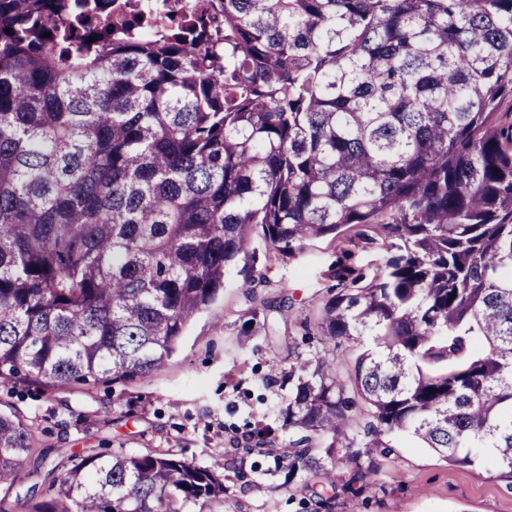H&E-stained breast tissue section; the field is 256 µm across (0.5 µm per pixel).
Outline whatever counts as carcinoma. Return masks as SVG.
Listing matches in <instances>:
<instances>
[{"instance_id":"cac0c4a2","label":"carcinoma","mask_w":512,"mask_h":512,"mask_svg":"<svg viewBox=\"0 0 512 512\" xmlns=\"http://www.w3.org/2000/svg\"><path fill=\"white\" fill-rule=\"evenodd\" d=\"M85 2L0 0V385L160 371L232 271L251 286L254 235L286 253L372 229L384 267L342 269L288 371V447L267 426L254 446L334 491L359 402L351 499L393 433L512 482V0H204L190 28L179 0ZM364 337L342 373L331 349ZM59 454L55 496L20 495L44 455L0 412V512L224 501L165 451Z\"/></svg>"}]
</instances>
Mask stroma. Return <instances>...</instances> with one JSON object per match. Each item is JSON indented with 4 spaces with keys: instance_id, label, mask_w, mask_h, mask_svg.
<instances>
[{
    "instance_id": "35a3bbf8",
    "label": "stroma",
    "mask_w": 512,
    "mask_h": 512,
    "mask_svg": "<svg viewBox=\"0 0 512 512\" xmlns=\"http://www.w3.org/2000/svg\"><path fill=\"white\" fill-rule=\"evenodd\" d=\"M250 247L258 256L252 287L229 275L223 293L194 318L163 370L72 391L22 382L0 386V403L29 419L45 453L40 490L50 486L46 471L67 465L59 449L78 455L106 448L163 449L220 475L228 462H236L239 476L228 482L223 504L210 512H512V486L490 464L449 465L407 436H390L393 450L379 457L374 484L357 502L340 492L320 508L309 504L306 487L321 485V476L306 474L303 488L287 486L282 474L268 473V461L247 454L248 426L262 419L273 426L280 422L289 367L297 354L309 351L305 330L337 287L338 266L370 277L387 258L379 239L359 240L346 250L330 239H315L285 255L270 253L258 237ZM247 322L249 336L241 332Z\"/></svg>"
}]
</instances>
